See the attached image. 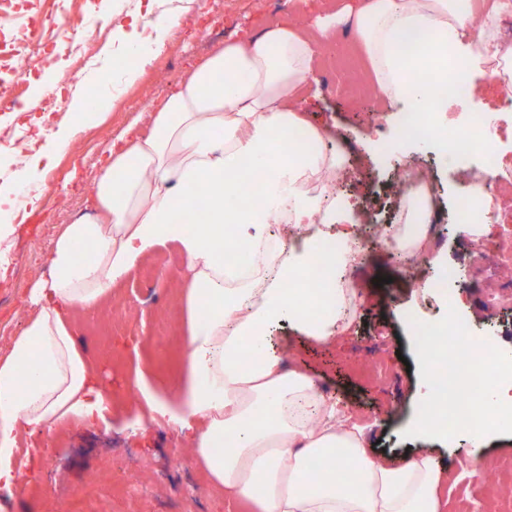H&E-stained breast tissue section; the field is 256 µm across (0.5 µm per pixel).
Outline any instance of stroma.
Here are the masks:
<instances>
[{
  "label": "stroma",
  "mask_w": 512,
  "mask_h": 512,
  "mask_svg": "<svg viewBox=\"0 0 512 512\" xmlns=\"http://www.w3.org/2000/svg\"><path fill=\"white\" fill-rule=\"evenodd\" d=\"M183 16L166 48L152 55L134 85H125L113 68L122 45L105 39L80 71L66 101L95 100L98 119L87 124L71 147L47 153L46 145L61 124L46 106L55 92L28 91L25 111L0 112V126H13L33 135L42 180L37 208L26 209L10 242L9 265L0 280V359L37 313L29 302L31 288L49 276L47 255L56 237L71 220L88 212L93 181L101 173L103 152L129 125L149 134L144 111L160 109L184 79L186 71L203 62L225 42L249 41L259 30L287 21L314 27L325 16L343 18L346 7L365 0H198ZM335 49H316L313 68L296 92L297 108L324 130L328 150L342 149L356 160L364 178L341 184L334 196L351 197L355 213L372 210L380 223L398 222L399 200L388 184L400 161L428 162L441 194L439 223L425 227L422 256L427 275L442 269L458 274L454 285L460 316L466 317L485 339L512 352V300H492L483 265L474 258L476 236L454 222V206L465 188L455 166L430 142L402 140L391 116L399 102L375 107L373 100L351 103L344 95L352 72L371 78L372 72L352 33L340 31ZM363 262L347 268L344 278L360 289L356 317L350 329L331 344L320 343L284 324L273 332V344L287 366L313 375L321 390L336 400L365 428L371 457L390 463L424 450L450 474L439 492L447 501L466 497L475 512L491 502L512 497V483L494 482L486 473L502 460H512V434L488 437L473 450L464 435L445 443L428 444L404 438L424 389L414 352L412 329L404 319L436 322L448 308L438 291L416 287L408 268L389 251L370 247ZM188 260L176 244L155 248L112 290L91 317L76 319L73 332L104 382L112 389V411L105 420L70 421L49 436H20L18 456L39 450L23 487L0 491V512H55L58 502H75L81 512H239L222 490L208 485L191 456V434L152 413L145 401L129 394L137 382L166 392L182 367L188 336L184 293ZM383 285H376V278ZM168 311L177 316L173 339L158 338L157 322ZM385 353L394 371L385 379L362 377L356 364ZM110 472L107 481L101 472ZM142 472L135 489H128L129 473Z\"/></svg>",
  "instance_id": "35a3bbf8"
}]
</instances>
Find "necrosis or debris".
Masks as SVG:
<instances>
[{"instance_id": "4bbe7bcc", "label": "necrosis or debris", "mask_w": 512, "mask_h": 512, "mask_svg": "<svg viewBox=\"0 0 512 512\" xmlns=\"http://www.w3.org/2000/svg\"><path fill=\"white\" fill-rule=\"evenodd\" d=\"M88 0H71L63 14L65 23L80 22L78 40H58L46 32L21 23V16L42 15L52 18L55 0H0V101L22 105L25 100L24 78L50 65L53 58L67 59L61 84H69L86 62L87 53L99 45L102 33L97 25L86 22ZM447 157L458 165V175L465 186L481 188L492 202L512 196V177L508 161L502 154L496 134L486 113L472 112L464 124L448 127ZM425 194L431 211H438L435 177L420 163L407 165L397 174L392 186L396 195L410 190Z\"/></svg>"}]
</instances>
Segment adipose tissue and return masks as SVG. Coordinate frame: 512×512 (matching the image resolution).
Wrapping results in <instances>:
<instances>
[{
	"instance_id": "obj_1",
	"label": "adipose tissue",
	"mask_w": 512,
	"mask_h": 512,
	"mask_svg": "<svg viewBox=\"0 0 512 512\" xmlns=\"http://www.w3.org/2000/svg\"><path fill=\"white\" fill-rule=\"evenodd\" d=\"M465 0H368L351 31L375 77V92L422 115L421 136L436 142L447 92L417 85L413 71L447 76L448 56L512 63V45L495 26L512 0L485 14V52L464 41ZM180 14L163 12L141 40L139 15L118 25L120 42L146 57L162 51ZM325 18L306 32L294 24L263 29L253 43H228L194 68L152 116L151 135L118 137L105 149L95 183L93 220L65 227L50 253V275L33 288L37 315L0 361V489L17 486L25 463H12L19 435H50L70 419L107 410L111 394L74 336L71 319L89 315L157 246L178 244L189 260L185 285L189 336L181 376L151 409L192 430V454L208 483L255 512H443L444 478L422 453L390 465L368 453L365 432L321 393L315 378L285 367L270 330L289 321L319 342L346 330L356 291L340 270L359 255L337 246L332 228L343 198L324 203L311 186L323 174L348 175L340 154L325 153L324 133L294 105L315 50L335 37ZM270 171L256 209L242 196L253 167ZM270 224L311 226L303 252L271 240ZM91 245L90 256L77 253ZM324 284L306 288L314 264ZM253 355L241 363V350ZM335 461L336 480L312 482L311 461Z\"/></svg>"
}]
</instances>
